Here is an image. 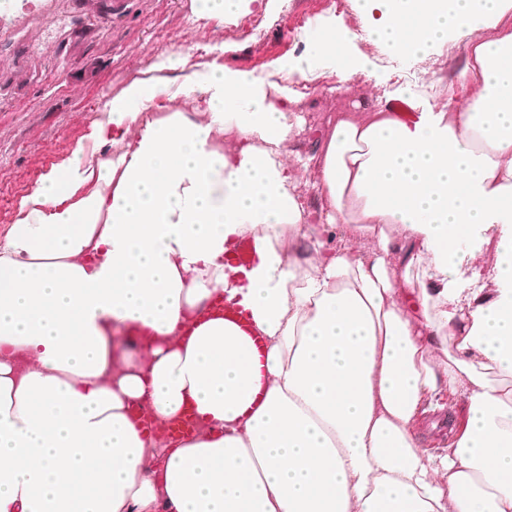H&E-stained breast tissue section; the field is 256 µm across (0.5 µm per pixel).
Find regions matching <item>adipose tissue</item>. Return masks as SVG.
Listing matches in <instances>:
<instances>
[{
  "instance_id": "1",
  "label": "adipose tissue",
  "mask_w": 512,
  "mask_h": 512,
  "mask_svg": "<svg viewBox=\"0 0 512 512\" xmlns=\"http://www.w3.org/2000/svg\"><path fill=\"white\" fill-rule=\"evenodd\" d=\"M356 3L392 51H469L458 104L412 124L340 112L326 135L325 222L368 255L296 251L313 215L278 82L199 71L179 92L207 93L206 119L141 122L170 91L168 56L21 199L0 232V512H512V390L488 379L512 376V0ZM308 41L367 67L346 27ZM109 131L128 145L105 156ZM491 231V285L462 287ZM249 233L256 257L229 282ZM447 396L462 415L431 452L415 424ZM134 406L161 423L192 408L206 429L162 444Z\"/></svg>"
}]
</instances>
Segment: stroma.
Masks as SVG:
<instances>
[{
  "label": "stroma",
  "mask_w": 512,
  "mask_h": 512,
  "mask_svg": "<svg viewBox=\"0 0 512 512\" xmlns=\"http://www.w3.org/2000/svg\"><path fill=\"white\" fill-rule=\"evenodd\" d=\"M265 17L268 35L252 45L229 35L232 18L201 14L193 0H17L12 12L0 15V231L112 98L160 56L182 60L166 72L175 87L212 66L281 82L306 120L288 144V160L314 206L322 202L319 151L337 113L396 100L438 109L426 84L447 82L449 69L464 59L456 54L442 67L379 46L359 14L344 18L336 0H274ZM342 23L354 34V50L368 58L366 71L346 75L338 58L312 52L311 29ZM280 60L298 62L301 75L326 78L331 92L319 104L297 98L292 83L272 70Z\"/></svg>",
  "instance_id": "obj_1"
}]
</instances>
